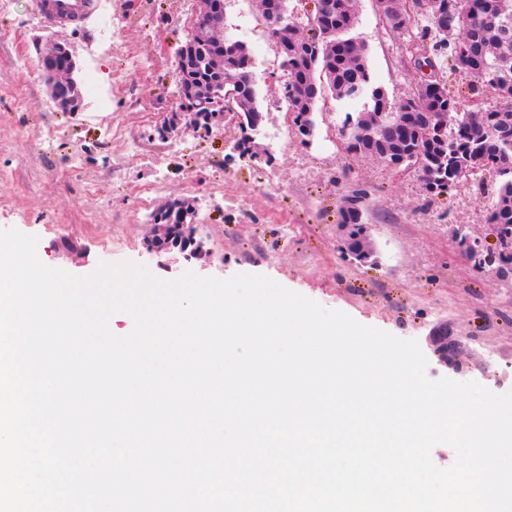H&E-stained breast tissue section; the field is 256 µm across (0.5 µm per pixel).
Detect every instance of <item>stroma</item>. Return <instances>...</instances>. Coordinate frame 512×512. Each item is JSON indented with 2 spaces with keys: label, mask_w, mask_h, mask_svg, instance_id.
Wrapping results in <instances>:
<instances>
[{
  "label": "stroma",
  "mask_w": 512,
  "mask_h": 512,
  "mask_svg": "<svg viewBox=\"0 0 512 512\" xmlns=\"http://www.w3.org/2000/svg\"><path fill=\"white\" fill-rule=\"evenodd\" d=\"M99 14L77 30L45 23L38 0H11L0 14V229L14 228L39 238L40 260L77 276L99 263L131 261L171 280L185 271L227 279L237 274L265 275L327 309L403 339L425 343L430 329L448 321L462 336L480 366L456 372L428 356L430 378L476 382L503 394L512 391V275L479 270L463 256L453 238L464 225L492 245L482 220L499 179L483 174L448 193L427 194L416 174L345 149L340 118L358 112L362 100L327 99L319 104L315 133L303 140L288 113L280 85L281 58L269 38L254 0H227L225 31L244 42L260 94L263 120L253 153L240 157L234 146L240 130L223 125L204 133L181 130L158 138L144 115L167 119L174 106L175 52L186 27L174 25L176 13L192 16L193 0H101ZM129 16L116 45L101 44L106 18ZM367 50L372 85L390 102L407 98L422 74L404 50L406 32L394 30L374 0H359L352 31ZM66 44L76 62L75 77L94 74L99 98L83 97L72 115L52 101L38 67L20 71L15 61L38 58L47 44ZM143 66L127 68L129 56ZM32 104L18 111L20 100ZM131 131L165 158V188L150 210L129 198L125 179H114L125 153L124 141H106L104 129ZM56 135L53 150L42 146L46 130ZM82 165H65L72 150ZM274 169L277 190L263 189ZM92 192H82L84 183ZM363 198L362 221L373 239L365 262L344 249L342 211L353 194ZM189 200L192 223L201 225L211 251L206 262L173 261L149 254L144 240L151 215L175 199Z\"/></svg>",
  "instance_id": "stroma-1"
}]
</instances>
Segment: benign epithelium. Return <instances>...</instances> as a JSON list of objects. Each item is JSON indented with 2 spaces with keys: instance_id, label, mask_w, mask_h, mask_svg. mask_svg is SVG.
Returning a JSON list of instances; mask_svg holds the SVG:
<instances>
[{
  "instance_id": "7a95c632",
  "label": "benign epithelium",
  "mask_w": 512,
  "mask_h": 512,
  "mask_svg": "<svg viewBox=\"0 0 512 512\" xmlns=\"http://www.w3.org/2000/svg\"><path fill=\"white\" fill-rule=\"evenodd\" d=\"M258 4L265 14L276 22V25H281L286 19L281 10L280 0H258ZM378 6L387 18L395 17L399 20L398 29L404 30L409 27L415 7L413 0H378ZM223 13V0H195V17L197 18L195 35L203 42L208 39L218 40ZM194 51L195 44L186 41L175 55L176 72L182 77V81L175 114L157 130L158 136L162 139H167L178 131L179 125L183 122L196 130H212L213 118H207L192 109H187L188 101L193 99L194 93L191 81L185 79V75L190 68ZM60 55L69 56L71 52L64 44H52L40 57L38 68L44 74L49 92L57 106L64 112L77 113L82 109V99L64 93L63 87L68 83V75L55 64V60ZM187 216L184 201L177 200L168 205L161 217L163 223L153 225L151 234L145 239V249L156 255L176 252L188 261L209 260L211 252L205 248L203 239L197 237V231L186 224ZM466 245L472 263L484 266L498 260L500 246L498 240L495 241V248L489 249L482 244L480 238L469 236ZM426 342L446 367L454 371L458 370L462 344L455 338L448 339V323L441 322L435 325L426 336Z\"/></svg>"
}]
</instances>
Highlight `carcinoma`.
I'll list each match as a JSON object with an SVG mask.
<instances>
[{"label":"carcinoma","instance_id":"cac0c4a2","mask_svg":"<svg viewBox=\"0 0 512 512\" xmlns=\"http://www.w3.org/2000/svg\"><path fill=\"white\" fill-rule=\"evenodd\" d=\"M330 24L295 21L288 36L297 49L288 56V111L301 126L315 130L314 112L325 91L336 100L367 98L364 109L347 113L341 127L349 153L406 162L430 195L447 193L470 175L501 178L496 200L484 223L504 238L496 272L512 273V108L456 109L448 82L426 85L398 103L385 106L387 95L371 85L366 49L350 32L357 23L358 0H324ZM417 13L433 32L439 52H448L456 70L472 76L498 100L512 103V0H440L436 15L430 0ZM195 105L209 114L224 112L231 101L241 122L253 131L263 120L248 47L223 36L224 66L213 62L215 47L196 46ZM361 197L342 212L345 249L360 262L369 260L368 226L361 222Z\"/></svg>","mask_w":512,"mask_h":512}]
</instances>
